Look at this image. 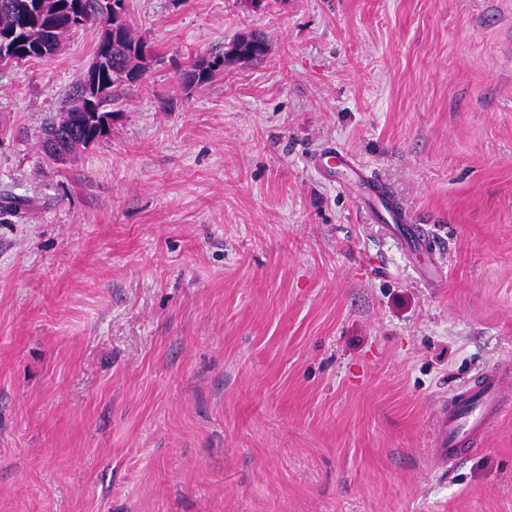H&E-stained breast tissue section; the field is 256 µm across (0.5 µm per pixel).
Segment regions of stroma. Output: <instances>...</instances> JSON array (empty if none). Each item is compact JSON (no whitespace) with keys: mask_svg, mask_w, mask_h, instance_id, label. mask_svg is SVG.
<instances>
[{"mask_svg":"<svg viewBox=\"0 0 512 512\" xmlns=\"http://www.w3.org/2000/svg\"><path fill=\"white\" fill-rule=\"evenodd\" d=\"M109 137L36 140L100 27L0 67V512H512V410L464 463L437 409L512 361V0H130ZM262 33L257 63L182 73ZM345 147L435 232L423 275ZM125 2L124 16L120 19V27L124 34L121 40L112 44V66L98 76L101 97L98 106L106 113H114L117 110H107V107L115 101L114 88L124 85H134L138 83L145 75L153 58L151 44L142 36H135L131 25L129 0ZM133 56L137 61L135 69L139 74H132V71L125 72L120 66H116L117 61ZM219 61L201 60L193 65V68L184 73V79L189 86L199 85L209 82L214 74L215 67L218 66ZM311 166L326 179L342 181L363 197L378 203L375 219L386 225L393 241L408 247L416 256L435 253L434 235L422 224H411L405 210L391 197L387 188L349 151L333 144L318 148L310 157Z\"/></svg>","mask_w":512,"mask_h":512,"instance_id":"stroma-1","label":"stroma"}]
</instances>
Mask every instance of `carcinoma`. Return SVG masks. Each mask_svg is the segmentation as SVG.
I'll return each mask as SVG.
<instances>
[{"mask_svg": "<svg viewBox=\"0 0 512 512\" xmlns=\"http://www.w3.org/2000/svg\"><path fill=\"white\" fill-rule=\"evenodd\" d=\"M56 2L61 4L59 9L44 12L35 7V0H0V38L9 39L5 55L12 59V63L48 60L56 55L66 38L93 25L102 26L96 49V52H102L110 30L106 28L107 21L99 8L100 0ZM124 2V16L120 19L124 34L112 45L113 66L98 76L101 93L98 106L104 111L115 101L114 89L138 83L146 75L153 58L151 44L133 34L130 6L127 5L129 0ZM232 44L241 45V57L245 61H257L267 54V50L263 49L266 40L258 33L240 34ZM129 56L136 60L137 75L116 66L118 60ZM218 64L217 60H202L194 64L192 69L184 73L186 83L193 86L209 82ZM86 83L87 76H81L59 112L42 126L38 139L47 154H52L55 148L70 153L85 146L89 138L99 141L106 138L83 107L82 93Z\"/></svg>", "mask_w": 512, "mask_h": 512, "instance_id": "carcinoma-1", "label": "carcinoma"}]
</instances>
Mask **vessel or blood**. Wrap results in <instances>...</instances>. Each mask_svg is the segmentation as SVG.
<instances>
[{"mask_svg": "<svg viewBox=\"0 0 512 512\" xmlns=\"http://www.w3.org/2000/svg\"><path fill=\"white\" fill-rule=\"evenodd\" d=\"M310 164L326 179L342 181L378 203L374 217L384 222L398 246L417 255L434 254L432 232L424 225L412 223L387 188L352 153L326 144L311 155ZM511 379L512 365L505 363L453 390L437 416L435 445L440 464L457 466L468 449L481 444L485 433L507 409L504 384Z\"/></svg>", "mask_w": 512, "mask_h": 512, "instance_id": "1", "label": "vessel or blood"}]
</instances>
